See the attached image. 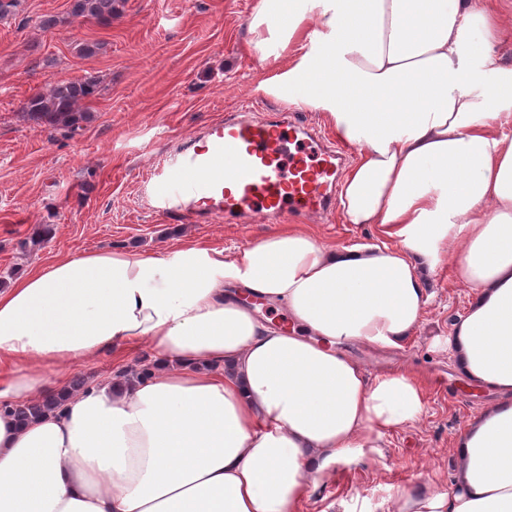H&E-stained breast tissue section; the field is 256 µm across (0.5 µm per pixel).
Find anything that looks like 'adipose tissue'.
<instances>
[{
	"label": "adipose tissue",
	"mask_w": 512,
	"mask_h": 512,
	"mask_svg": "<svg viewBox=\"0 0 512 512\" xmlns=\"http://www.w3.org/2000/svg\"><path fill=\"white\" fill-rule=\"evenodd\" d=\"M252 50L303 54L258 90L320 112L357 151L329 245L297 225L242 252L59 257L0 290V512H300L337 464L417 421L407 372L369 376L343 350H398L444 265L472 291L448 350L493 393L453 445L448 490L396 512H512V12L491 0H259ZM286 311L291 332L257 303ZM146 342L148 377L93 382L29 422L9 405L63 393L66 367Z\"/></svg>",
	"instance_id": "adipose-tissue-1"
}]
</instances>
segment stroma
<instances>
[{
	"label": "stroma",
	"instance_id": "35a3bbf8",
	"mask_svg": "<svg viewBox=\"0 0 512 512\" xmlns=\"http://www.w3.org/2000/svg\"><path fill=\"white\" fill-rule=\"evenodd\" d=\"M258 0H124L110 23L69 17L71 0H18L0 18V283L11 286L23 271L61 254L104 248L158 253L190 239L215 249L239 251L273 228L256 217L225 223L170 220L153 214L145 198L148 171L184 141L224 114L252 102L285 106L258 92L276 75L249 47L251 15ZM59 25L42 29L49 17ZM101 44L93 55L85 44ZM93 73L101 93L92 119L80 129L52 130L29 124L21 107L48 82ZM53 237L26 254L25 239L44 225ZM324 242L352 245L377 239L372 224L344 223L340 213L306 219ZM435 300L419 333L404 348L378 351L357 343L345 350L370 375L407 370L425 388L419 421L389 432L380 452L343 464L323 478L301 512H394L410 489H448L455 468L453 442L492 393L468 385L441 341L463 315L471 292L451 267L428 284ZM146 345L115 350L67 368L65 380H93L119 368L146 363Z\"/></svg>",
	"mask_w": 512,
	"mask_h": 512
}]
</instances>
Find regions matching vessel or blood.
Returning a JSON list of instances; mask_svg holds the SVG:
<instances>
[{
    "mask_svg": "<svg viewBox=\"0 0 512 512\" xmlns=\"http://www.w3.org/2000/svg\"><path fill=\"white\" fill-rule=\"evenodd\" d=\"M341 163L300 121L246 109L212 123L153 170L149 207L196 222L216 212L271 218L324 213L336 201Z\"/></svg>",
    "mask_w": 512,
    "mask_h": 512,
    "instance_id": "obj_1",
    "label": "vessel or blood"
}]
</instances>
